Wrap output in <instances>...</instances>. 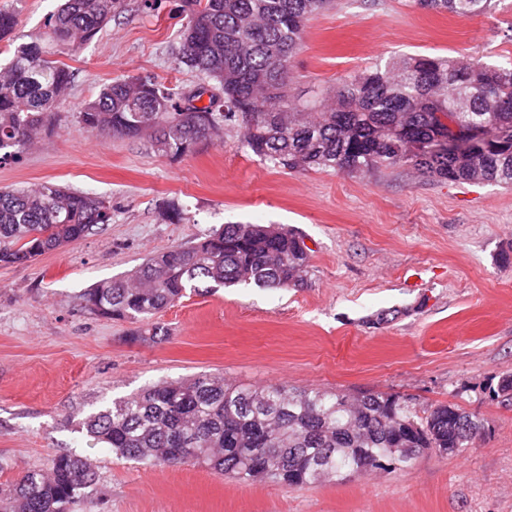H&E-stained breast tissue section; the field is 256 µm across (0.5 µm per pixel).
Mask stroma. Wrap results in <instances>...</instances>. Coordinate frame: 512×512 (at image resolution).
Instances as JSON below:
<instances>
[{"mask_svg":"<svg viewBox=\"0 0 512 512\" xmlns=\"http://www.w3.org/2000/svg\"><path fill=\"white\" fill-rule=\"evenodd\" d=\"M57 0H0L16 15L0 64L49 41ZM181 0L145 11L129 0L88 45L58 59L77 80L51 132L0 165V187L53 182L106 197L112 222L68 249L0 265V482L59 452L86 455L102 502L80 512H512V401L490 389L512 371V189L452 183L398 166L366 175L288 171L242 144L244 126L172 159L148 138L86 131L84 100L145 73L192 89L177 58ZM512 58V0L473 17L407 0H336L306 24L290 92L334 93L350 73L405 55ZM171 207L180 221L163 219ZM224 224H274L308 249L307 286L237 285L187 295L158 313L163 336L80 310L78 294L127 278L156 252ZM387 321H377L379 313ZM199 374L252 387L357 396L394 393L420 414L452 404L486 432L460 454L429 451L407 471H373L302 488L248 484L201 465L158 467L90 446L88 414L164 382Z\"/></svg>","mask_w":512,"mask_h":512,"instance_id":"35a3bbf8","label":"stroma"}]
</instances>
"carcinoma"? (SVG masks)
Segmentation results:
<instances>
[{
    "instance_id": "carcinoma-1",
    "label": "carcinoma",
    "mask_w": 512,
    "mask_h": 512,
    "mask_svg": "<svg viewBox=\"0 0 512 512\" xmlns=\"http://www.w3.org/2000/svg\"><path fill=\"white\" fill-rule=\"evenodd\" d=\"M492 0H412L453 16L486 13ZM331 0H183L187 20L179 60L222 95L184 111L193 96L151 76L113 81L77 112L83 128L137 138L181 157L202 139L241 121L254 155L291 171L332 168L370 173L408 165L424 177L512 186V59L411 55L347 76L332 98L296 101L290 63L306 23ZM127 0H62L47 20L56 41L91 42ZM76 72L38 40L0 67V165L19 159L50 129ZM112 221L105 198L45 182L0 189V265L63 249ZM303 241L284 227L224 224L195 243L148 257L128 279L79 295L95 315L147 324L135 338L166 335L149 324L191 291L232 285L299 288L308 275ZM81 432L128 461L206 465L245 483L288 488L326 477L414 467L422 448L462 453L485 430L474 413L438 405L425 416L398 395L357 398L286 386L243 388L214 375L163 383L85 418ZM395 448L414 453L396 455ZM99 475L85 457L62 452L46 468L0 483V512H75L98 499Z\"/></svg>"
}]
</instances>
